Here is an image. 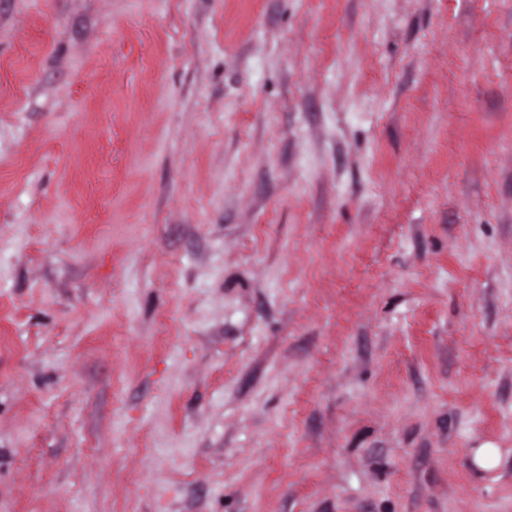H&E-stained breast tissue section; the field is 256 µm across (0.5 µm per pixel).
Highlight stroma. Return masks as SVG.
I'll return each instance as SVG.
<instances>
[{
    "instance_id": "35a3bbf8",
    "label": "stroma",
    "mask_w": 512,
    "mask_h": 512,
    "mask_svg": "<svg viewBox=\"0 0 512 512\" xmlns=\"http://www.w3.org/2000/svg\"><path fill=\"white\" fill-rule=\"evenodd\" d=\"M0 512H512V0H0Z\"/></svg>"
}]
</instances>
